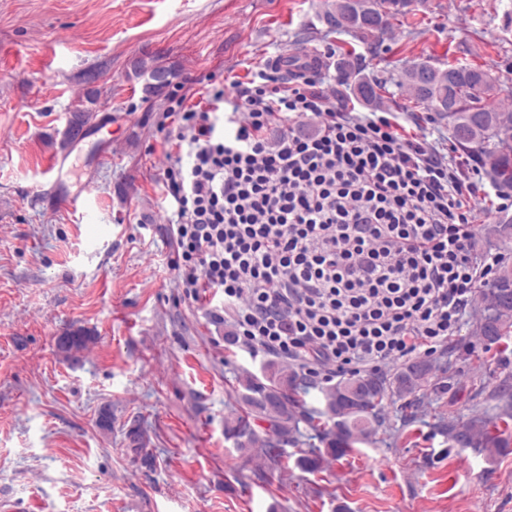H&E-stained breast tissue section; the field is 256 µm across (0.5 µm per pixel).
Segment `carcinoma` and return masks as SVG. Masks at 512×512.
<instances>
[{
	"instance_id": "carcinoma-1",
	"label": "carcinoma",
	"mask_w": 512,
	"mask_h": 512,
	"mask_svg": "<svg viewBox=\"0 0 512 512\" xmlns=\"http://www.w3.org/2000/svg\"><path fill=\"white\" fill-rule=\"evenodd\" d=\"M408 0H357L352 6L334 0L327 5L323 20L329 30L350 33L362 39L381 38L392 26L400 10L396 5ZM347 77H355L351 93L363 106L383 109L389 101L380 94L377 81L361 75L356 59L339 63ZM417 68L439 73L434 82L417 86L411 74ZM138 77L146 78L143 92L152 97L162 93L158 72L164 66L153 57H142L133 65ZM490 69L450 65L446 68L429 61L415 62L403 69L398 85L402 96L414 107L430 113L445 123L448 140L462 151L473 165L484 170L503 191L512 190V107L500 99V76L487 80ZM98 92L87 89L71 109L68 133L86 126L94 117ZM482 317L478 331L484 339L495 342L512 330V265H498L493 284L481 297ZM90 336L71 330L57 340L58 348L73 353L87 347ZM432 372L424 360L404 365L391 376L371 372L340 380L324 393L325 413L334 420V428L325 432L323 447L301 455L297 466L303 471H315L326 458L346 455L383 426L380 407L389 397H406L421 390ZM243 392L239 406L224 417V435L233 440L243 456L261 458L274 467L280 463L282 448L294 441L297 432L298 400L293 397L297 384L294 373L277 362H269L263 378L246 375L239 381ZM267 423L260 428L258 422ZM448 440L463 448H478L492 452L505 447L489 422L475 415L465 421L448 424Z\"/></svg>"
}]
</instances>
